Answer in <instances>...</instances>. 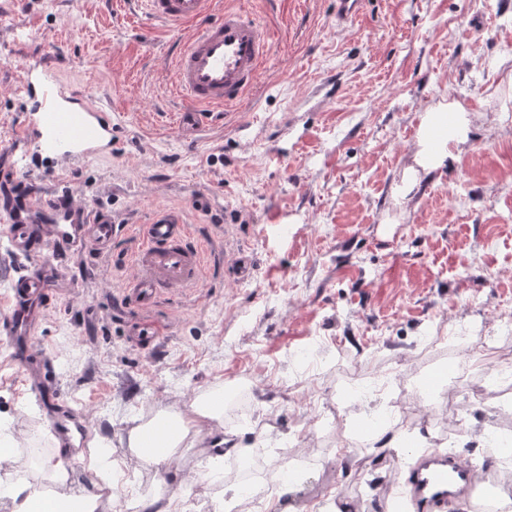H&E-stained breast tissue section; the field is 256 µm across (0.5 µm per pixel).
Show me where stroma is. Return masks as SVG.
<instances>
[{"mask_svg":"<svg viewBox=\"0 0 512 512\" xmlns=\"http://www.w3.org/2000/svg\"><path fill=\"white\" fill-rule=\"evenodd\" d=\"M221 2L270 32L269 61L243 103L189 132L170 64L186 32L156 24L139 0H0V171L48 187L12 165L32 109L18 76L44 53L117 126L111 157L78 166L69 184L118 225L111 250L56 241L57 284L26 363L0 330V421L17 436L16 468L27 449L58 446L49 405L29 388L44 367L87 424L69 457L87 486L80 455L101 434L120 450L132 417L219 385L245 390L224 415L222 482L198 474L200 449L183 448L118 482L109 512L161 486L215 512L240 447L255 451L259 495L286 465L297 505L335 492L348 512H385L427 450L499 472L480 434L512 394L472 392L494 352L512 371V0H364L343 29L335 0ZM332 73L340 84L325 102L314 86ZM440 102L463 108L469 140L452 168L428 173L414 156ZM162 209L181 212L204 247L203 283L143 312L128 299L126 228ZM241 255L253 263L245 282ZM143 317L165 327L156 348L130 335ZM376 410L392 422L375 434Z\"/></svg>","mask_w":512,"mask_h":512,"instance_id":"obj_1","label":"stroma"}]
</instances>
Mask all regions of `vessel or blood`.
Wrapping results in <instances>:
<instances>
[{"mask_svg":"<svg viewBox=\"0 0 512 512\" xmlns=\"http://www.w3.org/2000/svg\"><path fill=\"white\" fill-rule=\"evenodd\" d=\"M147 16L170 29L191 27L182 47L175 50L173 67L178 93L195 104L182 113L180 124L200 127L214 108L243 101L256 85L269 45V35L246 12L217 8L215 0H141ZM20 91L34 110L21 123L17 137L26 143L17 168L46 176L51 187L28 200L40 212L48 236L34 240L33 229L14 208L0 210V231L25 252L34 270L11 278L14 302L0 314L17 347L31 349L34 326L55 272L51 261L60 238L93 236L109 244L115 226L101 219L85 199L67 189L76 165L110 155L114 144L112 115L82 92L59 79L51 58L22 66ZM141 244L133 257L130 299L142 309L153 308L168 293L198 287L202 262L182 218L172 212L156 214L142 225ZM480 473L462 453H431L422 457L409 476L410 503L392 502L391 512H444L450 501L474 492Z\"/></svg>","mask_w":512,"mask_h":512,"instance_id":"b4317fda","label":"vessel or blood"}]
</instances>
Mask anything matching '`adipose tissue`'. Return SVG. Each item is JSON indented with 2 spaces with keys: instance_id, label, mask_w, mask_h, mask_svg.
Wrapping results in <instances>:
<instances>
[{
  "instance_id": "adipose-tissue-1",
  "label": "adipose tissue",
  "mask_w": 512,
  "mask_h": 512,
  "mask_svg": "<svg viewBox=\"0 0 512 512\" xmlns=\"http://www.w3.org/2000/svg\"><path fill=\"white\" fill-rule=\"evenodd\" d=\"M467 141L463 125H445L442 117L429 113L418 142L416 161L427 170L438 168L454 160ZM223 417V391L217 388L196 396L188 405L161 412L150 421L131 428L128 450L121 456L90 449L89 466L96 476L93 491L48 496L40 482H34L27 472L18 470L10 479L0 480V498H11L14 512H99L103 503L111 501L118 478L145 465H166L177 448L222 424Z\"/></svg>"
}]
</instances>
